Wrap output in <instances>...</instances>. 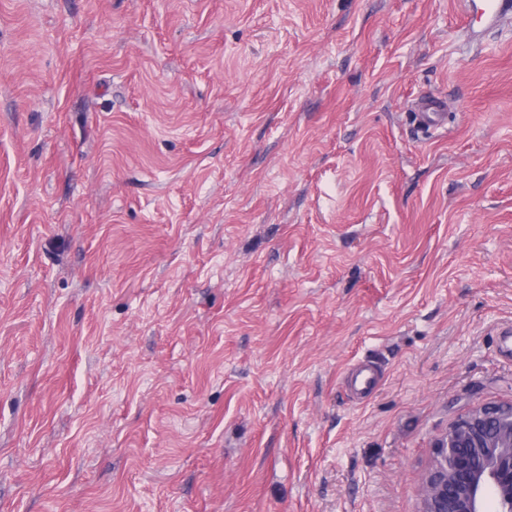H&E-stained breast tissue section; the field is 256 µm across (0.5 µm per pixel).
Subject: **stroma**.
<instances>
[{"label":"stroma","instance_id":"stroma-1","mask_svg":"<svg viewBox=\"0 0 512 512\" xmlns=\"http://www.w3.org/2000/svg\"><path fill=\"white\" fill-rule=\"evenodd\" d=\"M507 333L512 23L0 0V512H420ZM444 113L445 105L442 101L425 100L421 103L417 116L424 128L438 132L447 128L442 120Z\"/></svg>","mask_w":512,"mask_h":512}]
</instances>
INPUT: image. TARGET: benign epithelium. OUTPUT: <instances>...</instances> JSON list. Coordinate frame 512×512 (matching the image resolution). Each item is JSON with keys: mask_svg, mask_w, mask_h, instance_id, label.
<instances>
[{"mask_svg": "<svg viewBox=\"0 0 512 512\" xmlns=\"http://www.w3.org/2000/svg\"><path fill=\"white\" fill-rule=\"evenodd\" d=\"M420 512H512V402L469 408L439 434Z\"/></svg>", "mask_w": 512, "mask_h": 512, "instance_id": "1", "label": "benign epithelium"}]
</instances>
